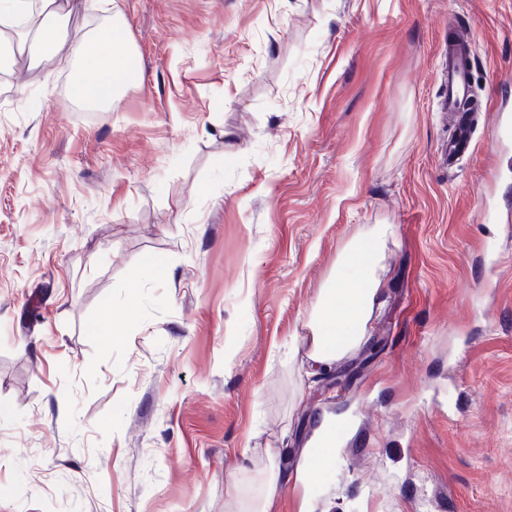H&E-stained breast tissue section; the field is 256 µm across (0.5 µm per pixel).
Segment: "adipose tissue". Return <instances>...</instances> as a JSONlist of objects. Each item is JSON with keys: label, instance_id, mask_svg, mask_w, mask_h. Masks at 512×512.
Segmentation results:
<instances>
[{"label": "adipose tissue", "instance_id": "obj_1", "mask_svg": "<svg viewBox=\"0 0 512 512\" xmlns=\"http://www.w3.org/2000/svg\"><path fill=\"white\" fill-rule=\"evenodd\" d=\"M70 0H0V69L26 61L36 68L53 60L71 64L75 92L88 104H111L138 74L129 66V38L120 16L90 31L69 36ZM391 233L387 224L371 227L349 242L307 326V373L317 376L359 349L381 304L374 274L381 247Z\"/></svg>", "mask_w": 512, "mask_h": 512}]
</instances>
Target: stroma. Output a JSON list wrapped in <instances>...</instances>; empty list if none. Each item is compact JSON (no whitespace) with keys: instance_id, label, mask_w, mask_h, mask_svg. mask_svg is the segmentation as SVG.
Segmentation results:
<instances>
[{"instance_id":"obj_1","label":"stroma","mask_w":512,"mask_h":512,"mask_svg":"<svg viewBox=\"0 0 512 512\" xmlns=\"http://www.w3.org/2000/svg\"><path fill=\"white\" fill-rule=\"evenodd\" d=\"M139 79L0 73V512H512V206L489 105L512 0H78ZM476 30L472 149L442 166L444 50ZM392 227L361 348L307 377L342 249ZM288 474L277 471H270L266 475L265 484L266 490L265 495L258 505L256 512H272V504L276 500L279 494L280 487L282 484L288 482Z\"/></svg>"}]
</instances>
